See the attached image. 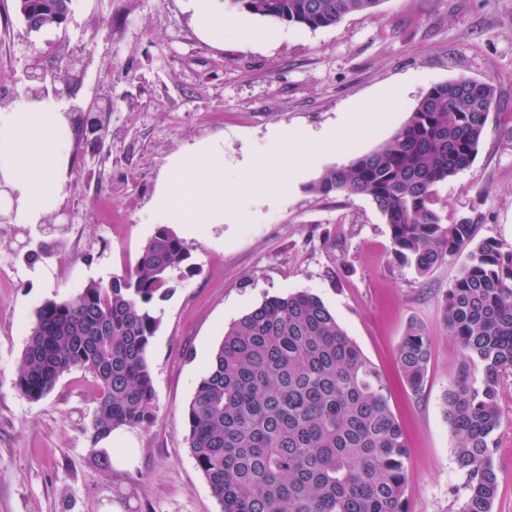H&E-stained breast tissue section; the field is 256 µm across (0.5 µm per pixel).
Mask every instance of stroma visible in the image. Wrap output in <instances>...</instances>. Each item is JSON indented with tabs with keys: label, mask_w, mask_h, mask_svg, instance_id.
I'll list each match as a JSON object with an SVG mask.
<instances>
[{
	"label": "stroma",
	"mask_w": 512,
	"mask_h": 512,
	"mask_svg": "<svg viewBox=\"0 0 512 512\" xmlns=\"http://www.w3.org/2000/svg\"><path fill=\"white\" fill-rule=\"evenodd\" d=\"M223 42L200 30L190 0H71L67 20L34 32L0 14V108L37 90L65 108L70 165L55 209L18 224L0 208V512H221L192 459L185 410L225 329L267 297L318 296L389 379L403 426L409 512H460L465 476L443 398L462 355L442 320V297L467 260L458 254L418 277L391 255L382 213L364 195L320 196L327 169L377 150L435 84L459 77L494 84L497 105L473 165L435 188L444 223L468 218L476 239L512 249V0H380L312 30L226 12ZM40 63L42 82L30 81ZM379 107V126L347 123ZM328 133L338 153L311 161L280 141ZM199 143L224 153L229 224H182L154 198L172 159ZM190 257L157 308L148 354L154 421L131 428L138 462L104 467L108 439H93L91 374L75 369L47 397L15 387L36 310L88 282L132 267L159 226ZM58 242L51 258L28 253ZM432 342L427 382L401 381L396 348L409 322ZM502 412L493 512H512V372L499 384Z\"/></svg>",
	"instance_id": "35a3bbf8"
}]
</instances>
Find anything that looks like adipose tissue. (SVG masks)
<instances>
[{
    "label": "adipose tissue",
    "mask_w": 512,
    "mask_h": 512,
    "mask_svg": "<svg viewBox=\"0 0 512 512\" xmlns=\"http://www.w3.org/2000/svg\"><path fill=\"white\" fill-rule=\"evenodd\" d=\"M67 120L50 97L20 96L0 109V202L17 223H39L56 205L67 179L69 156L60 138ZM173 172L154 200L186 224L224 221V155L197 145L172 162Z\"/></svg>",
    "instance_id": "adipose-tissue-1"
}]
</instances>
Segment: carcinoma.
I'll list each match as a JSON object with an SVG mask.
<instances>
[{"mask_svg":"<svg viewBox=\"0 0 512 512\" xmlns=\"http://www.w3.org/2000/svg\"><path fill=\"white\" fill-rule=\"evenodd\" d=\"M70 2L13 0L12 9L38 31L62 24ZM226 2L315 30L350 13L370 14L380 0ZM494 100L489 82L461 77L436 84L390 140L326 171L310 190L370 197L389 226L394 260L425 277L474 239L470 219L443 223L435 187L474 162ZM188 259L185 243L161 225L123 274L41 305L20 356L19 392L38 401L81 369L97 386L94 439L151 424L155 311L174 290L172 273ZM443 318L464 358L443 398L466 476L460 512H492L498 386L512 369V251L492 237L477 244L444 295ZM431 357L425 329L409 324L396 359L415 394ZM472 365L481 379L471 377ZM186 422L190 454L222 512H409L408 446L386 380L313 294L272 296L224 331Z\"/></svg>","mask_w":512,"mask_h":512,"instance_id":"1","label":"carcinoma"}]
</instances>
